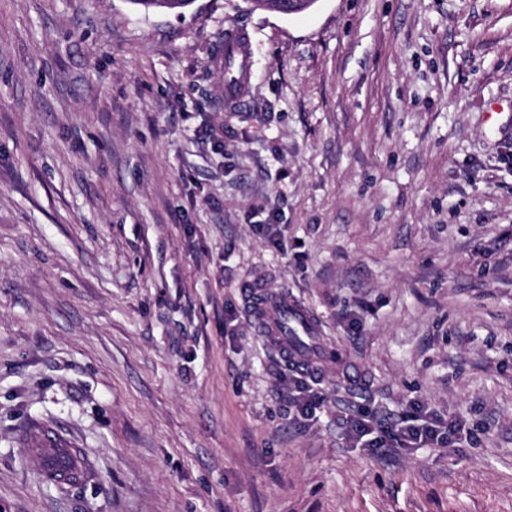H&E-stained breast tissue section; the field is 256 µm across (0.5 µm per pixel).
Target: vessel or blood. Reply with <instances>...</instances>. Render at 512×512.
Here are the masks:
<instances>
[{"instance_id":"obj_1","label":"vessel or blood","mask_w":512,"mask_h":512,"mask_svg":"<svg viewBox=\"0 0 512 512\" xmlns=\"http://www.w3.org/2000/svg\"><path fill=\"white\" fill-rule=\"evenodd\" d=\"M244 293L249 319L260 336L288 366L320 377L326 349L320 342L321 325L314 312L284 290L250 283Z\"/></svg>"}]
</instances>
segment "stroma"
Segmentation results:
<instances>
[{"instance_id":"obj_1","label":"stroma","mask_w":512,"mask_h":512,"mask_svg":"<svg viewBox=\"0 0 512 512\" xmlns=\"http://www.w3.org/2000/svg\"><path fill=\"white\" fill-rule=\"evenodd\" d=\"M250 280L321 322L314 417ZM412 399L472 440L347 447ZM0 512H512V0H0ZM292 376L288 388L290 406L303 417L315 416L324 401L319 380L305 378L300 373ZM43 461L47 480L55 485H73L83 480L84 469L80 453L72 448H41L36 446Z\"/></svg>"}]
</instances>
